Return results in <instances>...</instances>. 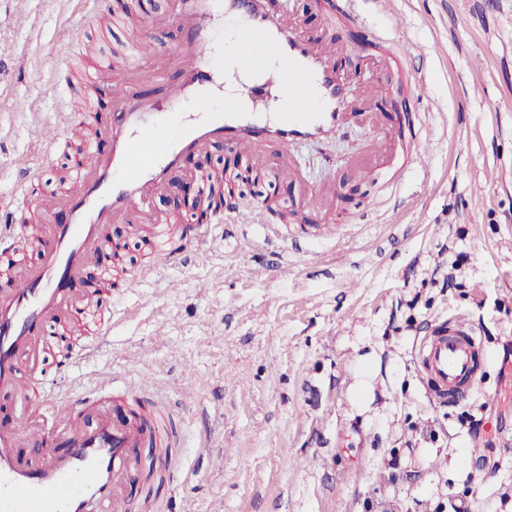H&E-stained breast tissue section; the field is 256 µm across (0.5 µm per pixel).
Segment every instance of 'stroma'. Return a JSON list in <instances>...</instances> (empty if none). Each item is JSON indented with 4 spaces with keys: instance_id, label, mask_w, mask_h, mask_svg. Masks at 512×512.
Masks as SVG:
<instances>
[{
    "instance_id": "1",
    "label": "stroma",
    "mask_w": 512,
    "mask_h": 512,
    "mask_svg": "<svg viewBox=\"0 0 512 512\" xmlns=\"http://www.w3.org/2000/svg\"><path fill=\"white\" fill-rule=\"evenodd\" d=\"M174 0H0V210L17 202L29 137L74 119L79 135L42 159L27 190L71 188L69 158L84 136L111 119L112 81L85 89L91 58L122 64L146 24L164 43L183 30L167 21ZM311 40L348 47L337 63L350 83L381 91L360 104L376 125L400 114L423 126L421 162L385 179L360 174L367 125L290 147L298 177L214 146L207 169L233 175L239 203L272 199L286 212L312 188H332L333 221L304 239L293 224L203 230L198 260L162 267L136 288H113L95 313L112 326L107 344L60 373L57 322L43 330L41 390L76 395L112 380V394L144 378L181 427L169 474L137 481L130 499L147 512H441L456 499L470 512H512V0H362L363 25L327 21L312 0H274ZM28 20L14 24L15 16ZM401 40L403 64L385 65L375 35ZM26 52L25 72L10 58ZM139 93L164 99L181 81L176 57L155 76L140 62ZM428 97L445 101L431 111ZM29 109H14L15 100ZM487 185L482 196L473 181ZM385 212L370 210L373 196ZM476 223H468V216ZM298 265L282 280L283 261ZM267 268L256 282L251 265ZM477 326L486 355L483 389L453 408L431 405L416 347L448 318ZM373 376V401L359 408L352 387ZM193 385L200 401L182 406ZM482 416L474 432L469 415Z\"/></svg>"
}]
</instances>
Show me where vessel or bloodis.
I'll return each instance as SVG.
<instances>
[{"label": "vessel or blood", "mask_w": 512, "mask_h": 512, "mask_svg": "<svg viewBox=\"0 0 512 512\" xmlns=\"http://www.w3.org/2000/svg\"><path fill=\"white\" fill-rule=\"evenodd\" d=\"M227 18L240 38L262 37L279 59L275 71L254 76L247 112L233 102L217 105L221 78L213 57ZM175 21L190 39L178 50L183 81L169 88L164 103L154 104L137 99L132 83L114 76L112 120L85 144L71 191L38 203L50 221L41 255L0 288L2 397L29 395L22 372L41 345L46 322L62 312L69 335L83 333L78 287L85 268L111 249V225L145 230L163 264L184 260L197 231L173 237L165 218L149 206L185 153L220 141L252 160L264 149L284 156L294 143L337 132L344 123L351 88L336 63L338 52L305 38L295 18L272 14L257 0H177ZM272 86L289 102L309 91L317 106L261 116ZM102 140L109 152H101ZM480 352L476 328L463 317L422 339L418 367L433 406H456L479 392ZM130 388L134 397L123 419L108 415L112 396L53 393L30 407L26 430L0 428V512H130L124 486L139 473L138 448L148 440L161 450L177 444L172 418L152 413L155 391L139 381ZM59 436L70 444L63 455L50 446ZM23 445L41 451L32 467L19 462Z\"/></svg>", "instance_id": "1"}]
</instances>
